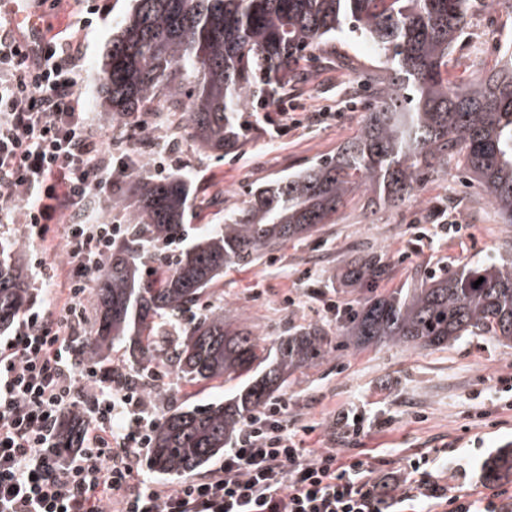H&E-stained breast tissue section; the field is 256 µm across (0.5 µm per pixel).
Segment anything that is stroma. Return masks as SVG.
Returning a JSON list of instances; mask_svg holds the SVG:
<instances>
[{"instance_id": "35a3bbf8", "label": "stroma", "mask_w": 512, "mask_h": 512, "mask_svg": "<svg viewBox=\"0 0 512 512\" xmlns=\"http://www.w3.org/2000/svg\"><path fill=\"white\" fill-rule=\"evenodd\" d=\"M128 8L127 0H83L82 12L96 15L83 60L88 111L111 129L95 99L97 74L112 31ZM512 39V19L487 9L475 15L453 55L452 79L469 81L476 69H491L499 41ZM369 42L341 34L339 41L302 61L303 81L279 97L302 127L275 134L266 107L249 108L255 128L237 152L214 157L200 152L188 132L162 124L151 138L170 146L180 174L196 190L183 241L164 248L176 257L186 252L225 212L243 206L249 192L289 172L334 156L353 138L375 99V81L385 74ZM328 119L313 120L316 112ZM383 258L387 272L364 288L348 287L344 272L364 255ZM512 260V224L502 223L478 184L456 169L427 174L403 201L385 203L354 191L336 221L312 235L288 242L258 261L225 270L210 297L258 338L271 340L308 325L334 336L332 355L292 374L278 395L288 401V416L311 422L312 448H365L399 471L417 454L449 458L465 469L452 486L464 493H491L482 462L498 448H512V346L482 336H464L438 349L378 344L357 351L338 338L346 308L364 298L416 284L421 277L471 264ZM337 312H329L328 301ZM365 412L371 433L345 438L338 427L346 411Z\"/></svg>"}]
</instances>
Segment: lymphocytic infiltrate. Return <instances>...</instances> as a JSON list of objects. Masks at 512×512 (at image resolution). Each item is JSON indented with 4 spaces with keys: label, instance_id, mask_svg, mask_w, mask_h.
Wrapping results in <instances>:
<instances>
[{
    "label": "lymphocytic infiltrate",
    "instance_id": "obj_1",
    "mask_svg": "<svg viewBox=\"0 0 512 512\" xmlns=\"http://www.w3.org/2000/svg\"><path fill=\"white\" fill-rule=\"evenodd\" d=\"M71 22L73 36H49L40 55L0 26V223L18 225L37 255L33 283L53 297L0 336V512H512L502 492L454 491L426 456L400 475L362 449L306 447L315 427L289 419L283 399L246 418L207 476L167 486L141 470L160 422L149 389L164 386L166 369L141 384L122 366L86 365L75 345L96 265L128 227L96 213L95 191L116 184L126 161L84 108L92 22ZM59 238L62 272L45 261ZM74 405L85 428L62 448L57 426Z\"/></svg>",
    "mask_w": 512,
    "mask_h": 512
}]
</instances>
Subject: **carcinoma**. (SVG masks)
I'll list each match as a JSON object with an SVG mask.
<instances>
[{
  "label": "carcinoma",
  "instance_id": "cac0c4a2",
  "mask_svg": "<svg viewBox=\"0 0 512 512\" xmlns=\"http://www.w3.org/2000/svg\"><path fill=\"white\" fill-rule=\"evenodd\" d=\"M512 9V0H132L106 49L97 83L103 111L131 137L158 115L189 130L197 148L223 156L245 142L242 112L273 101L307 55L348 32L371 42L387 75L356 136L336 156L255 188L248 205L224 215L176 262L151 277L152 248L181 234L190 190L173 176L153 180L133 165L126 184L129 231L95 273L93 320L81 338L83 357L105 360L130 343L133 368L170 367L187 384L247 378L227 401L163 410L148 466L185 477L224 451L243 419L288 375L331 353L312 326L262 345L213 306L176 336L165 331L181 311L202 304L224 269L248 264L332 223L361 189L398 200L425 174L458 171L477 182L503 223L512 224V52L469 83L448 67L473 14ZM383 258H361L346 272L353 288L385 272ZM484 281L473 287L479 278ZM21 257L0 248V329L28 305ZM358 347L377 343L432 348L462 336L512 343V261L464 267L413 287L376 296L337 329ZM77 410L63 414L59 442L75 448ZM488 483L512 480V448L482 465Z\"/></svg>",
  "mask_w": 512,
  "mask_h": 512
}]
</instances>
